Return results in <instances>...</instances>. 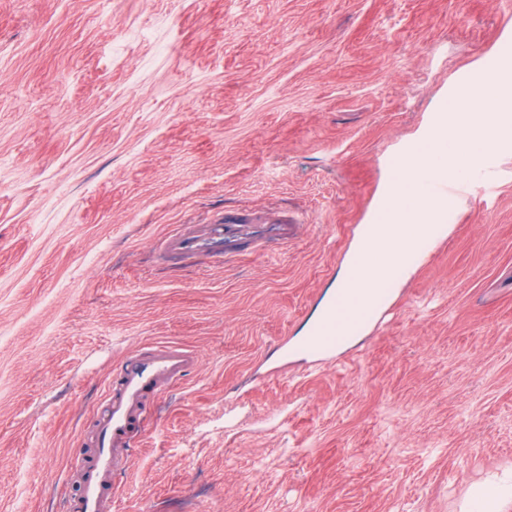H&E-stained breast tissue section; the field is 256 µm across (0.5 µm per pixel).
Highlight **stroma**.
Listing matches in <instances>:
<instances>
[{
    "label": "stroma",
    "instance_id": "1",
    "mask_svg": "<svg viewBox=\"0 0 512 512\" xmlns=\"http://www.w3.org/2000/svg\"><path fill=\"white\" fill-rule=\"evenodd\" d=\"M512 38L506 0H0V512H66L78 438L158 341L112 512H459L512 469V180L300 354L392 158ZM249 213L223 261L160 241ZM353 287L339 301L331 319L323 322L315 331L313 345L322 355L335 350L342 344V336L353 334L364 322H376L381 317V309L373 299L360 303Z\"/></svg>",
    "mask_w": 512,
    "mask_h": 512
}]
</instances>
